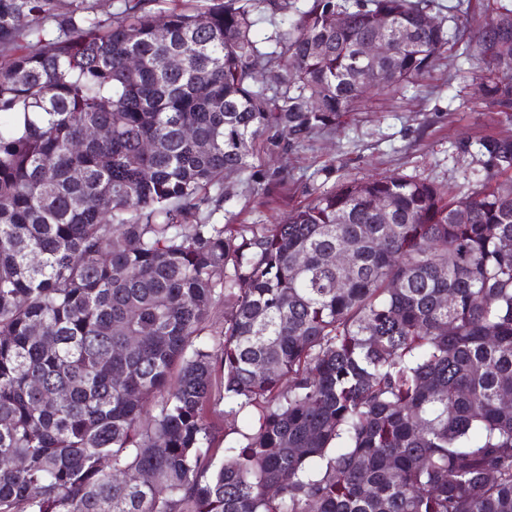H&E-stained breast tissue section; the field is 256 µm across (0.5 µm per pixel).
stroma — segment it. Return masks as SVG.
Returning <instances> with one entry per match:
<instances>
[{
	"label": "stroma",
	"instance_id": "1",
	"mask_svg": "<svg viewBox=\"0 0 512 512\" xmlns=\"http://www.w3.org/2000/svg\"><path fill=\"white\" fill-rule=\"evenodd\" d=\"M484 70L473 57L445 55L419 87L361 99L336 129L300 151L279 154L257 144L252 168L224 177L225 223L278 224L320 192L390 175L468 192L480 166L459 154L456 142L512 135V121L478 92Z\"/></svg>",
	"mask_w": 512,
	"mask_h": 512
}]
</instances>
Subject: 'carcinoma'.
I'll use <instances>...</instances> for the list:
<instances>
[{"label": "carcinoma", "instance_id": "cac0c4a2", "mask_svg": "<svg viewBox=\"0 0 512 512\" xmlns=\"http://www.w3.org/2000/svg\"><path fill=\"white\" fill-rule=\"evenodd\" d=\"M165 4L0 0V512H512V137L457 144L464 196L389 176L216 223L257 141L307 146L451 43L512 121V2L452 34L428 0Z\"/></svg>", "mask_w": 512, "mask_h": 512}]
</instances>
